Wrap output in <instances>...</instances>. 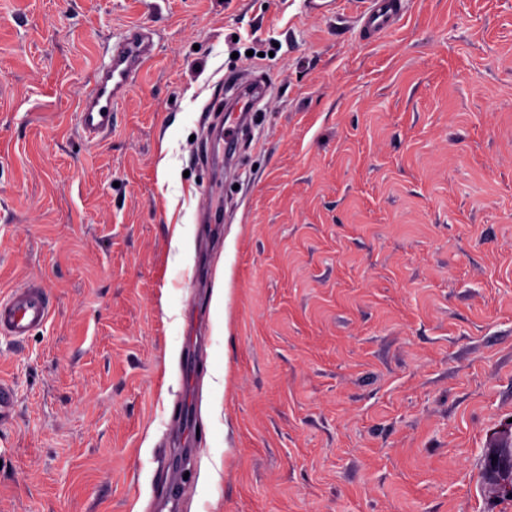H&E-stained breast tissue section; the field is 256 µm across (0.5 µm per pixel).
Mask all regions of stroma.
Listing matches in <instances>:
<instances>
[{"label":"stroma","instance_id":"35a3bbf8","mask_svg":"<svg viewBox=\"0 0 512 512\" xmlns=\"http://www.w3.org/2000/svg\"><path fill=\"white\" fill-rule=\"evenodd\" d=\"M363 10L0 0V294L55 308L0 338V512H149L169 473L172 512H512L483 474L512 439V0H400L374 39ZM136 27L155 53L88 144ZM244 69L268 93L228 165L210 108ZM153 37L140 28L128 30L103 57L96 88L80 110V127L89 142L112 131V112L126 96L140 68L153 57Z\"/></svg>","mask_w":512,"mask_h":512}]
</instances>
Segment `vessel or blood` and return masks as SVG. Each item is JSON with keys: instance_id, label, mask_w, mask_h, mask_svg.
<instances>
[{"instance_id": "b4317fda", "label": "vessel or blood", "mask_w": 512, "mask_h": 512, "mask_svg": "<svg viewBox=\"0 0 512 512\" xmlns=\"http://www.w3.org/2000/svg\"><path fill=\"white\" fill-rule=\"evenodd\" d=\"M395 12V0H368L365 25L372 33H381ZM153 54L151 33L133 28L104 56L96 88L81 106L80 127L88 141L111 132L115 104L124 99L132 80ZM234 87V110L238 113L254 111L257 98L267 92L263 78L252 73L236 75ZM51 314L52 304L44 288L33 282L12 288L0 296V337L23 339L44 327Z\"/></svg>"}]
</instances>
